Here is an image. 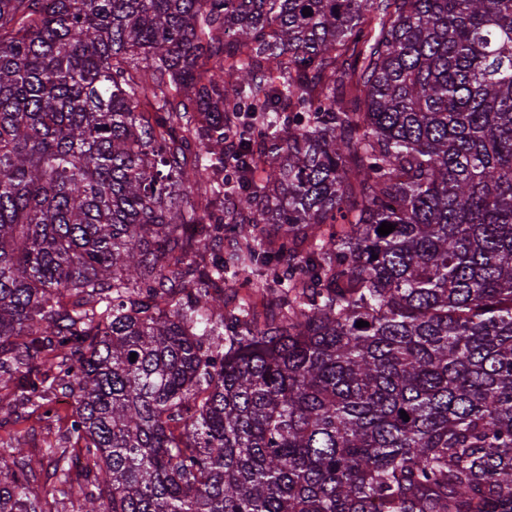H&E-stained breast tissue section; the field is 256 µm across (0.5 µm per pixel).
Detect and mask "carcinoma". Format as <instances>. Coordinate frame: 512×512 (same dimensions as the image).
<instances>
[{"label":"carcinoma","instance_id":"1","mask_svg":"<svg viewBox=\"0 0 512 512\" xmlns=\"http://www.w3.org/2000/svg\"><path fill=\"white\" fill-rule=\"evenodd\" d=\"M2 389L78 512H512V0H0ZM68 400V409L60 411L59 419L53 425L40 421L36 414L25 416L16 425H9L0 429V448H9L16 445L10 439L15 432L21 437V448L24 455L34 461H41L42 468H37L36 478L32 481V487L42 495L46 491L60 489V485L53 475L54 469L68 468L69 459L78 453L77 446L67 440V420L71 414V402L68 398L59 394L58 399ZM48 448H54L55 454H49ZM65 450V453L62 452Z\"/></svg>","mask_w":512,"mask_h":512}]
</instances>
